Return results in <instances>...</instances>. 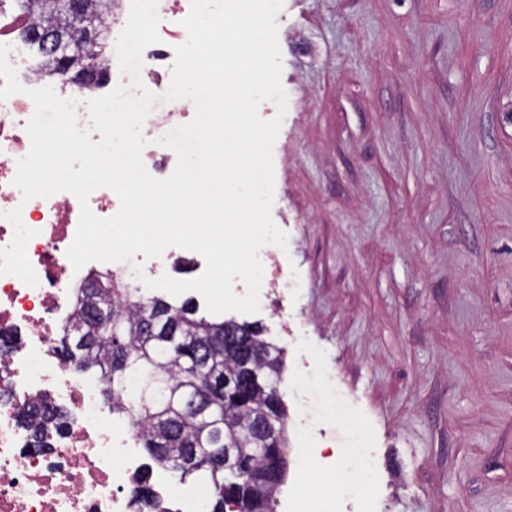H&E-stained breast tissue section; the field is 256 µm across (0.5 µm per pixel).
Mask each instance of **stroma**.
<instances>
[{"instance_id": "obj_1", "label": "stroma", "mask_w": 512, "mask_h": 512, "mask_svg": "<svg viewBox=\"0 0 512 512\" xmlns=\"http://www.w3.org/2000/svg\"><path fill=\"white\" fill-rule=\"evenodd\" d=\"M274 145L284 296L258 324L286 408L330 375L371 435L322 512H512V0H284ZM275 512L320 449L289 437Z\"/></svg>"}]
</instances>
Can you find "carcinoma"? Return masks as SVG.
Segmentation results:
<instances>
[{"label":"carcinoma","mask_w":512,"mask_h":512,"mask_svg":"<svg viewBox=\"0 0 512 512\" xmlns=\"http://www.w3.org/2000/svg\"><path fill=\"white\" fill-rule=\"evenodd\" d=\"M38 22L23 31L66 32L74 26L100 28L93 0L73 16L61 0H17ZM184 303L157 296L133 299L126 288L97 281L81 290L69 330L81 329L83 344L62 340L66 355L83 370L105 380L104 399L137 428L141 447L158 463L187 476L203 474L212 487L210 512H273L283 480L288 448L286 412L277 390L282 370L279 350L245 323L211 322ZM251 362L262 380L249 389L224 387ZM270 418L280 438L269 444L254 428ZM229 448L237 465L224 466Z\"/></svg>","instance_id":"cac0c4a2"}]
</instances>
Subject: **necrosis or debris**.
<instances>
[{"label":"necrosis or debris","instance_id":"4bbe7bcc","mask_svg":"<svg viewBox=\"0 0 512 512\" xmlns=\"http://www.w3.org/2000/svg\"><path fill=\"white\" fill-rule=\"evenodd\" d=\"M191 9L192 0H158L160 41L144 50L140 70L151 92L170 84L175 49L188 38L182 22ZM32 24L16 0H0V45L8 46V61L21 84L52 85L58 96L76 99L78 125L90 129L87 101L117 85L131 86V75L118 70L105 82L81 85L34 70L17 44L21 30ZM33 113L27 95L0 101V248L14 235L4 212L20 209L23 223L35 232L26 254L38 279L33 287L16 276L0 275V512H139L144 489L152 502L176 500V512H206L208 482L184 480L176 486L165 467L148 465L132 425L105 403L100 375L75 369L61 346L62 331L75 316L76 292L95 274H114L136 288V268L160 276L180 250L172 246L158 258L139 253L128 261H92L74 269L67 250L80 217L76 196L59 192L26 201L13 184L17 163L31 148L25 125ZM188 116L186 104L177 99L152 109L146 118L142 159L153 177L165 179L174 172L177 156L161 139ZM301 386L300 415L312 421L348 418L344 400L324 383L308 378ZM36 406L54 415L40 433L23 420Z\"/></svg>","mask_w":512,"mask_h":512}]
</instances>
